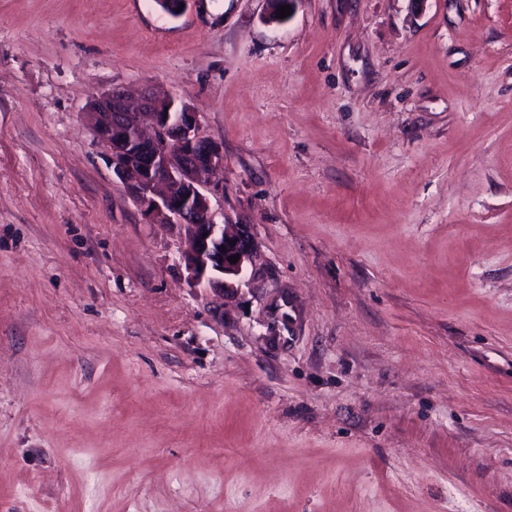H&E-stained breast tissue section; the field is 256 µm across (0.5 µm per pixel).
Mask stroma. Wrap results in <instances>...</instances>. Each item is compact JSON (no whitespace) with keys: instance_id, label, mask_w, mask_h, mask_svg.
<instances>
[{"instance_id":"1","label":"stroma","mask_w":512,"mask_h":512,"mask_svg":"<svg viewBox=\"0 0 512 512\" xmlns=\"http://www.w3.org/2000/svg\"><path fill=\"white\" fill-rule=\"evenodd\" d=\"M0 0V512H512V0ZM224 143L193 283L84 119Z\"/></svg>"}]
</instances>
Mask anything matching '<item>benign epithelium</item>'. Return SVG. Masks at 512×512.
Masks as SVG:
<instances>
[{"label": "benign epithelium", "mask_w": 512, "mask_h": 512, "mask_svg": "<svg viewBox=\"0 0 512 512\" xmlns=\"http://www.w3.org/2000/svg\"><path fill=\"white\" fill-rule=\"evenodd\" d=\"M87 117L115 176L144 214L183 229L189 279H205L225 294L245 283L254 239L250 225L212 218L203 187L224 165V143L199 136L200 113L173 99L135 101L114 90L96 99ZM233 256L239 257L235 263Z\"/></svg>", "instance_id": "obj_1"}]
</instances>
